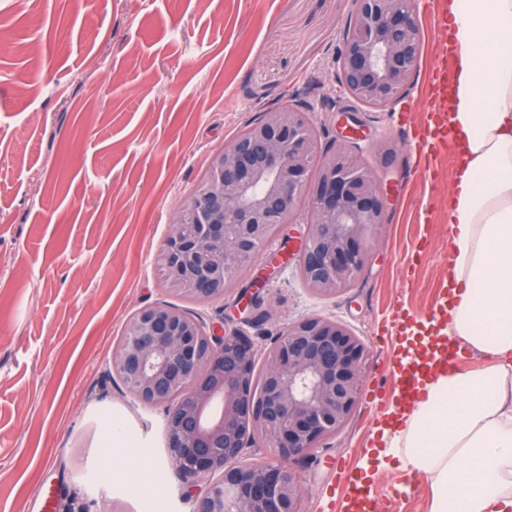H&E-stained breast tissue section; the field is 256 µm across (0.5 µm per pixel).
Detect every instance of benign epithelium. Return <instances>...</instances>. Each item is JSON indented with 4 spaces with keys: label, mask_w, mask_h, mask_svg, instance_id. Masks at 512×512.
Listing matches in <instances>:
<instances>
[{
    "label": "benign epithelium",
    "mask_w": 512,
    "mask_h": 512,
    "mask_svg": "<svg viewBox=\"0 0 512 512\" xmlns=\"http://www.w3.org/2000/svg\"><path fill=\"white\" fill-rule=\"evenodd\" d=\"M334 79L347 104L381 112L414 81L421 53L412 0H354ZM307 104L267 109L224 145L170 220L162 251L165 282L199 303L224 297L273 229L299 222L308 199L300 268L315 294L334 297L367 265L385 224L381 181L352 152L328 151ZM242 331L217 333L174 305L133 313L116 341L112 369L129 394L162 407L167 453L206 480L193 512H303L290 466L230 462L260 443L282 457L310 454L343 429L356 408L366 350L344 324L313 316L289 325L265 351Z\"/></svg>",
    "instance_id": "obj_1"
}]
</instances>
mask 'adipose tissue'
I'll return each mask as SVG.
<instances>
[{"label":"adipose tissue","mask_w":512,"mask_h":512,"mask_svg":"<svg viewBox=\"0 0 512 512\" xmlns=\"http://www.w3.org/2000/svg\"><path fill=\"white\" fill-rule=\"evenodd\" d=\"M450 124L467 160L448 202L450 337L477 369L430 381L392 446L430 486V512H512V0H450Z\"/></svg>","instance_id":"1"}]
</instances>
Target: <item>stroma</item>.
I'll list each match as a JSON object with an SVG mask.
<instances>
[{
    "label": "stroma",
    "instance_id": "stroma-1",
    "mask_svg": "<svg viewBox=\"0 0 512 512\" xmlns=\"http://www.w3.org/2000/svg\"><path fill=\"white\" fill-rule=\"evenodd\" d=\"M352 0H0V512H55L76 494L89 512H192L206 482L166 451L165 413L134 400L112 348L135 310L170 304L234 329L243 301L270 345L321 316L350 327L367 360L350 423L290 459L303 512H344L346 472L380 437L393 399L386 365L397 311L427 314L448 284V196L456 157L415 173L398 112H364L342 137L314 107L324 147L360 150L386 196L385 226L347 291L303 284L305 225L287 224L223 299L169 291L167 223L213 156L262 110L332 59ZM386 143L391 153L373 151ZM385 512H429L430 487L393 456L365 470Z\"/></svg>",
    "mask_w": 512,
    "mask_h": 512
}]
</instances>
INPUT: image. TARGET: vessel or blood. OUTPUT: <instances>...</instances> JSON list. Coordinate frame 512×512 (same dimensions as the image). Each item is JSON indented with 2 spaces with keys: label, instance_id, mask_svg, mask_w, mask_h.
Instances as JSON below:
<instances>
[{
  "label": "vessel or blood",
  "instance_id": "1",
  "mask_svg": "<svg viewBox=\"0 0 512 512\" xmlns=\"http://www.w3.org/2000/svg\"><path fill=\"white\" fill-rule=\"evenodd\" d=\"M454 51V45L448 41L438 52L428 88L426 119L422 125L410 127L403 142L404 150L416 159L423 173L440 153L452 146L448 112L453 74L448 61ZM447 324L448 301L444 298L424 320H417L407 312L396 315V337L402 349L392 354L388 370L398 382L397 407L418 400L427 381L457 360L458 351L445 332ZM348 498L349 512H376V501L363 478H350Z\"/></svg>",
  "mask_w": 512,
  "mask_h": 512
}]
</instances>
